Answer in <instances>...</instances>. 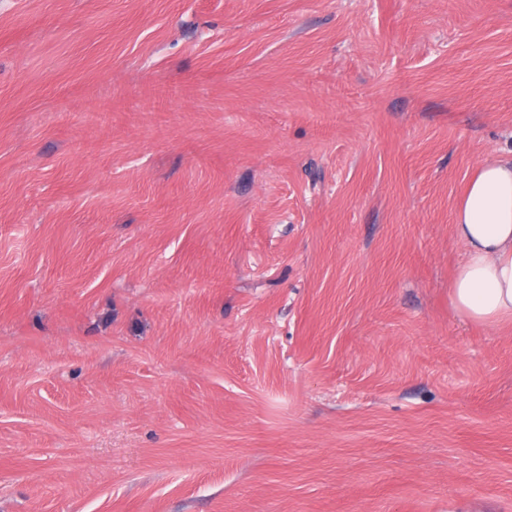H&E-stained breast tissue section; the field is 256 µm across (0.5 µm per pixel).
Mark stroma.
Masks as SVG:
<instances>
[{"label":"stroma","mask_w":512,"mask_h":512,"mask_svg":"<svg viewBox=\"0 0 512 512\" xmlns=\"http://www.w3.org/2000/svg\"><path fill=\"white\" fill-rule=\"evenodd\" d=\"M511 159L512 0H0V512H512ZM466 248L449 288L466 321L493 325L512 318V160L483 164L454 216Z\"/></svg>","instance_id":"obj_1"}]
</instances>
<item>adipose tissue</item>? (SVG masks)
Returning <instances> with one entry per match:
<instances>
[{
	"label": "adipose tissue",
	"mask_w": 512,
	"mask_h": 512,
	"mask_svg": "<svg viewBox=\"0 0 512 512\" xmlns=\"http://www.w3.org/2000/svg\"><path fill=\"white\" fill-rule=\"evenodd\" d=\"M466 248L449 288L466 321L493 325L512 318V160L483 164L454 216Z\"/></svg>",
	"instance_id": "obj_1"
}]
</instances>
